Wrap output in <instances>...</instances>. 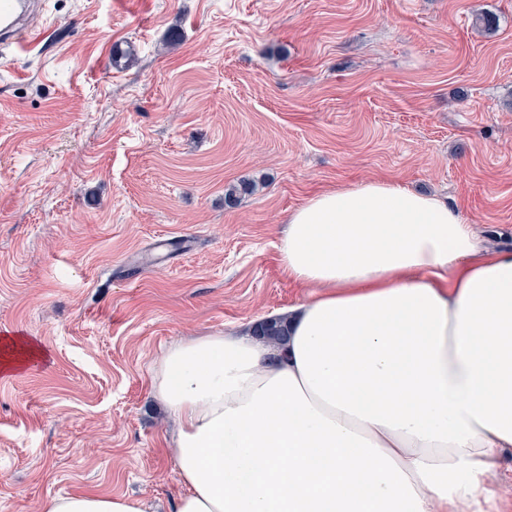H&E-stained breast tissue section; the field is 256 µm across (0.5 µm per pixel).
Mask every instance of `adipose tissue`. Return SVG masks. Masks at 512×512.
<instances>
[{"label": "adipose tissue", "instance_id": "1", "mask_svg": "<svg viewBox=\"0 0 512 512\" xmlns=\"http://www.w3.org/2000/svg\"><path fill=\"white\" fill-rule=\"evenodd\" d=\"M279 263L309 299L277 346L172 345L151 389L175 424L173 512H500L512 450V251L389 180L311 195ZM44 512H147L77 492Z\"/></svg>", "mask_w": 512, "mask_h": 512}]
</instances>
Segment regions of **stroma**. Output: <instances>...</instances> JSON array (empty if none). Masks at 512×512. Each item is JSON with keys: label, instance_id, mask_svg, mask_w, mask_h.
I'll return each instance as SVG.
<instances>
[{"label": "stroma", "instance_id": "obj_1", "mask_svg": "<svg viewBox=\"0 0 512 512\" xmlns=\"http://www.w3.org/2000/svg\"><path fill=\"white\" fill-rule=\"evenodd\" d=\"M32 30L0 45V333L46 356L0 377V512H171L153 367L308 298L277 245L313 193L391 179L512 249V0H46ZM43 512H147L141 499L125 495L77 492L47 500Z\"/></svg>", "mask_w": 512, "mask_h": 512}]
</instances>
